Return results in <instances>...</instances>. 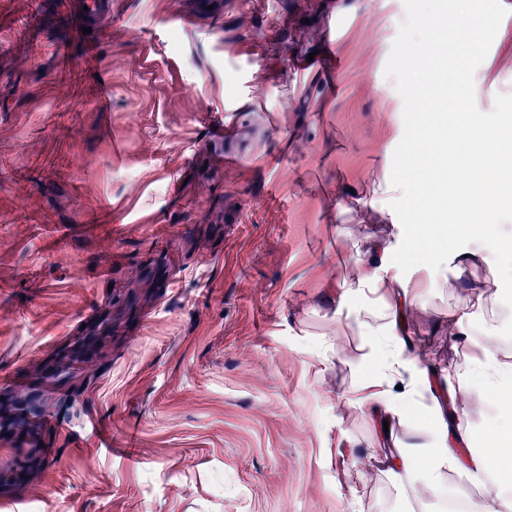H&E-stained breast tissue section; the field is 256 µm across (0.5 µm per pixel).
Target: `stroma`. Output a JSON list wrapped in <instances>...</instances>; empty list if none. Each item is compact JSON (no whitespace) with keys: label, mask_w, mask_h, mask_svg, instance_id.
<instances>
[{"label":"stroma","mask_w":512,"mask_h":512,"mask_svg":"<svg viewBox=\"0 0 512 512\" xmlns=\"http://www.w3.org/2000/svg\"><path fill=\"white\" fill-rule=\"evenodd\" d=\"M404 0H0V403L37 397L35 434L0 426L7 512H442L376 449L411 433L369 395L381 304L337 287L366 233L351 197L390 171L403 99L384 75ZM512 94V30L475 73L478 108ZM223 113L217 139L201 116ZM446 249L512 243V203ZM395 374L413 426L477 386V337L512 353V281L466 308L439 266ZM428 391H421V378ZM439 474L512 512L464 461ZM22 474L20 485L6 483Z\"/></svg>","instance_id":"1"}]
</instances>
